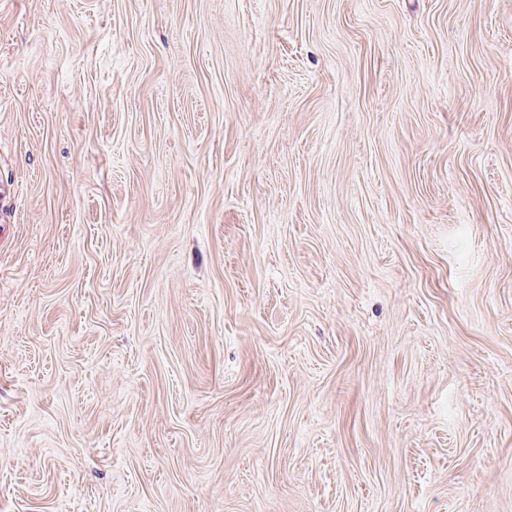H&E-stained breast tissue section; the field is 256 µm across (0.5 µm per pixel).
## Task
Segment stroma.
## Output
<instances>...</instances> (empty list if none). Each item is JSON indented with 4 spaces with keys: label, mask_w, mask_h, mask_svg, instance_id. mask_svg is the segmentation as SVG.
Listing matches in <instances>:
<instances>
[{
    "label": "stroma",
    "mask_w": 512,
    "mask_h": 512,
    "mask_svg": "<svg viewBox=\"0 0 512 512\" xmlns=\"http://www.w3.org/2000/svg\"><path fill=\"white\" fill-rule=\"evenodd\" d=\"M0 512H512V0H0Z\"/></svg>",
    "instance_id": "stroma-1"
}]
</instances>
